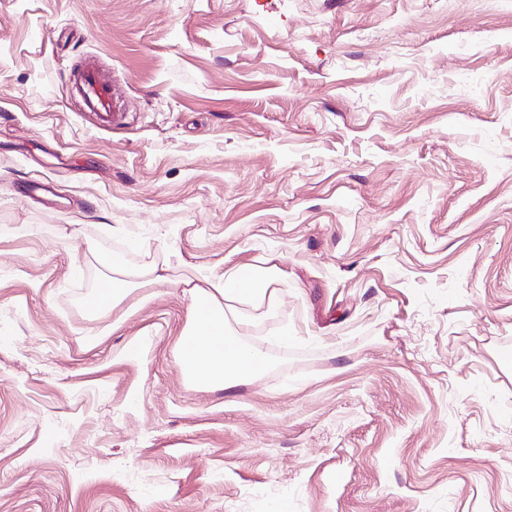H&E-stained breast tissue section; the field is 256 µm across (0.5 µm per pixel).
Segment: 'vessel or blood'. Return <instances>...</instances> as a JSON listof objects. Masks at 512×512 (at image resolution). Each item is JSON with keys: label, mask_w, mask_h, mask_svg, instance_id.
Instances as JSON below:
<instances>
[{"label": "vessel or blood", "mask_w": 512, "mask_h": 512, "mask_svg": "<svg viewBox=\"0 0 512 512\" xmlns=\"http://www.w3.org/2000/svg\"><path fill=\"white\" fill-rule=\"evenodd\" d=\"M74 89L85 111L95 115L101 126L118 124L123 112L115 83L105 76L95 59H87L79 70Z\"/></svg>", "instance_id": "obj_1"}]
</instances>
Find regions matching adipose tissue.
<instances>
[{"label": "adipose tissue", "instance_id": "1", "mask_svg": "<svg viewBox=\"0 0 512 512\" xmlns=\"http://www.w3.org/2000/svg\"><path fill=\"white\" fill-rule=\"evenodd\" d=\"M237 275L202 279L191 284L194 302L188 314L180 362L186 373L225 387L265 366L260 349L243 344L231 331L228 313L232 301L241 296Z\"/></svg>", "mask_w": 512, "mask_h": 512}]
</instances>
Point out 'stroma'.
I'll return each instance as SVG.
<instances>
[{"instance_id":"1","label":"stroma","mask_w":512,"mask_h":512,"mask_svg":"<svg viewBox=\"0 0 512 512\" xmlns=\"http://www.w3.org/2000/svg\"><path fill=\"white\" fill-rule=\"evenodd\" d=\"M131 242L166 284L89 314ZM244 268L266 365L197 384ZM283 501L512 512V0H0V512ZM73 85L83 109L95 115L101 126L118 124L123 115L118 88L93 57L85 61ZM239 275L220 279L203 278L201 284L185 281L194 296L188 314V330L183 337L180 362L186 373L204 383L233 385L240 377L252 375L265 366L258 348L243 344L231 331L227 311L234 315L231 301L243 294L261 300L274 298L267 281L252 275L251 288H238Z\"/></svg>"}]
</instances>
